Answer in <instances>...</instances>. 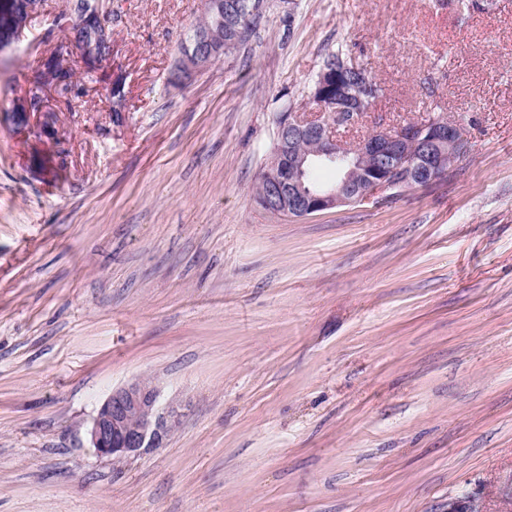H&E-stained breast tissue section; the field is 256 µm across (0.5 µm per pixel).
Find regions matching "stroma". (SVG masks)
Here are the masks:
<instances>
[{"label":"stroma","instance_id":"obj_1","mask_svg":"<svg viewBox=\"0 0 512 512\" xmlns=\"http://www.w3.org/2000/svg\"><path fill=\"white\" fill-rule=\"evenodd\" d=\"M268 3L176 87L202 0H110L112 53L71 104L46 89L49 135L12 111L65 0L0 57V512L512 507V0ZM338 52L382 87L344 140L440 112L468 153L387 200L268 212L276 118ZM140 377L180 423L116 466L87 429Z\"/></svg>","mask_w":512,"mask_h":512}]
</instances>
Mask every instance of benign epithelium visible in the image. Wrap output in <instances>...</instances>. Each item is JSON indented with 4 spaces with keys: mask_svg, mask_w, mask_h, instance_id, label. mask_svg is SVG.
Here are the masks:
<instances>
[{
    "mask_svg": "<svg viewBox=\"0 0 512 512\" xmlns=\"http://www.w3.org/2000/svg\"><path fill=\"white\" fill-rule=\"evenodd\" d=\"M43 8V0H0V13H21L31 21ZM110 6L104 0L66 11L69 40L86 58L96 51L79 41L90 32L101 45H112L106 19ZM26 27L0 31V56L14 51L24 40ZM224 55V38L210 30L186 41L180 66L188 72L205 68ZM359 78L350 84L333 62L323 66L314 91L312 112H290L276 131V143L266 177L269 193L259 205L278 214L305 218L316 212L360 203L377 192L399 194L409 187L425 186L447 173L445 161L463 159L467 147L459 124L444 114L430 115L417 123L393 130H376L353 144L339 138L343 129L357 125L378 96L367 72L355 68ZM302 139L316 141L310 154L295 150ZM330 164L344 169V176L328 189H315L306 182L307 169ZM178 419L177 409L161 404V390L149 378L135 380L112 391L91 420L88 443L99 458L122 463L155 448H162ZM447 512H483L476 498L464 494L448 500Z\"/></svg>",
    "mask_w": 512,
    "mask_h": 512,
    "instance_id": "obj_1",
    "label": "benign epithelium"
}]
</instances>
